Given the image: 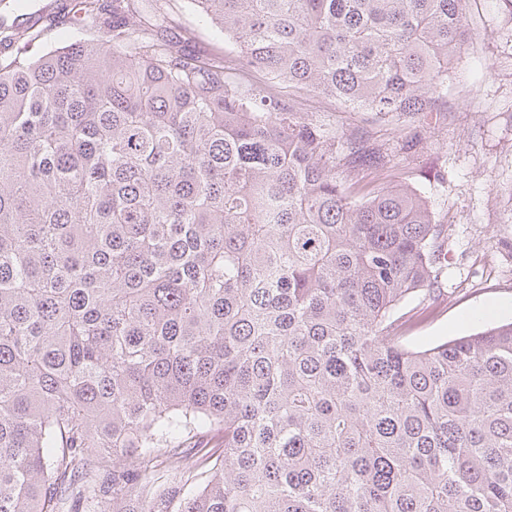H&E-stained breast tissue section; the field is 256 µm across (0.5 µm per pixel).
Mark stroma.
Segmentation results:
<instances>
[{
    "label": "stroma",
    "instance_id": "1",
    "mask_svg": "<svg viewBox=\"0 0 512 512\" xmlns=\"http://www.w3.org/2000/svg\"><path fill=\"white\" fill-rule=\"evenodd\" d=\"M466 11L477 35L448 83V120L401 163L452 228L442 285L426 300L431 315L408 332L415 346L512 320V7L467 0ZM169 13L174 25L195 29L192 52L233 59L189 0H170Z\"/></svg>",
    "mask_w": 512,
    "mask_h": 512
}]
</instances>
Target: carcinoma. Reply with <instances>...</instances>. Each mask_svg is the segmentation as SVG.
<instances>
[{"mask_svg": "<svg viewBox=\"0 0 512 512\" xmlns=\"http://www.w3.org/2000/svg\"><path fill=\"white\" fill-rule=\"evenodd\" d=\"M465 2L192 0L233 66L160 0L0 23V512H512V322L408 345L449 228L388 181ZM297 99L301 101L303 112H312L318 120L331 123L336 128H341L342 123H358L368 116L365 113L345 111V109L332 100L324 98L312 92L296 93Z\"/></svg>", "mask_w": 512, "mask_h": 512, "instance_id": "cac0c4a2", "label": "carcinoma"}]
</instances>
